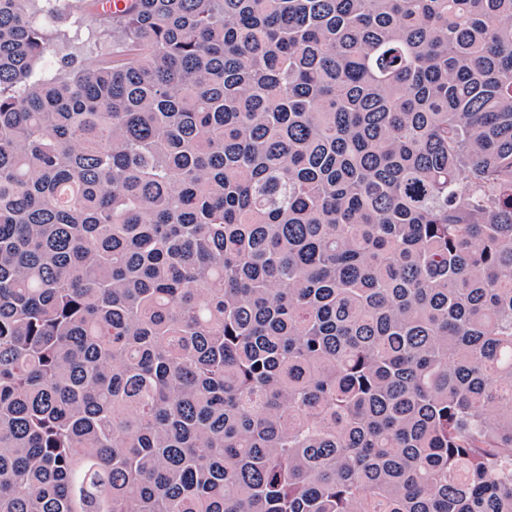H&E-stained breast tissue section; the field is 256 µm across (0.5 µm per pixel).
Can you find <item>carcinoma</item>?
<instances>
[{
    "instance_id": "1",
    "label": "carcinoma",
    "mask_w": 512,
    "mask_h": 512,
    "mask_svg": "<svg viewBox=\"0 0 512 512\" xmlns=\"http://www.w3.org/2000/svg\"><path fill=\"white\" fill-rule=\"evenodd\" d=\"M99 2L0 0V512H512V0ZM94 40L95 38H92L89 41L87 40V34L85 36L82 34L80 41L55 42V45L46 53L42 62L37 67V72L48 77L57 74L60 58L67 53H71L79 59H88L91 56H96Z\"/></svg>"
}]
</instances>
